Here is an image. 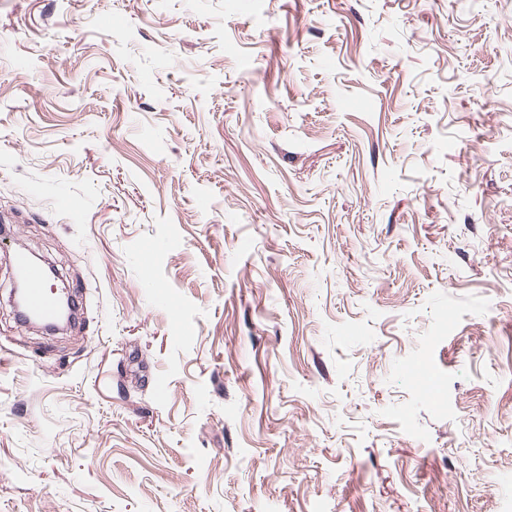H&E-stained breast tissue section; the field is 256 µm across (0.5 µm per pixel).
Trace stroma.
Here are the masks:
<instances>
[{
  "instance_id": "obj_1",
  "label": "stroma",
  "mask_w": 512,
  "mask_h": 512,
  "mask_svg": "<svg viewBox=\"0 0 512 512\" xmlns=\"http://www.w3.org/2000/svg\"><path fill=\"white\" fill-rule=\"evenodd\" d=\"M4 227L0 512H512V0H0ZM13 262L26 283V298L29 309L44 321L56 315V298L49 292V280L41 264L34 262L25 251L15 249Z\"/></svg>"
}]
</instances>
